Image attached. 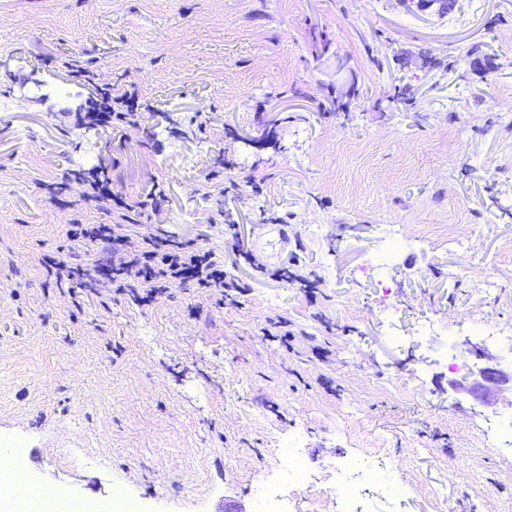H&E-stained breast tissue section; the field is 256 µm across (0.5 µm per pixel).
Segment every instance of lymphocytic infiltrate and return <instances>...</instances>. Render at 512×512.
Instances as JSON below:
<instances>
[{"label":"lymphocytic infiltrate","instance_id":"f902f5d3","mask_svg":"<svg viewBox=\"0 0 512 512\" xmlns=\"http://www.w3.org/2000/svg\"><path fill=\"white\" fill-rule=\"evenodd\" d=\"M97 115L115 125H140L143 116L133 105L129 92L112 93L98 89ZM78 180L86 181L88 202L116 210H142L150 207V197L128 199L112 193V179L107 170L96 169L78 173ZM75 245L89 242L100 247V257L92 265H80L56 255L46 256L43 263L50 275L60 284H66L77 298L108 291L115 295L127 294L131 282H139L143 292L136 295L137 304L149 305L166 295L170 283H179L207 294L216 303H223L230 290L223 265L218 264L210 251L193 242L171 239L160 229L143 233L128 224H92L69 230Z\"/></svg>","mask_w":512,"mask_h":512}]
</instances>
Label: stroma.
Wrapping results in <instances>:
<instances>
[{
  "mask_svg": "<svg viewBox=\"0 0 512 512\" xmlns=\"http://www.w3.org/2000/svg\"><path fill=\"white\" fill-rule=\"evenodd\" d=\"M105 85L145 125H89ZM1 101L0 443L38 452L32 483L256 512L300 427L297 512H336L353 453L410 487L365 512H512V452L484 434L512 394L463 388L506 364L470 320L512 332V0H0ZM99 165L117 194L161 184L134 223L210 250L242 292L74 302L41 258L117 223L62 180ZM226 166L229 194L207 178ZM390 224L411 247L362 275Z\"/></svg>",
  "mask_w": 512,
  "mask_h": 512,
  "instance_id": "35a3bbf8",
  "label": "stroma"
}]
</instances>
